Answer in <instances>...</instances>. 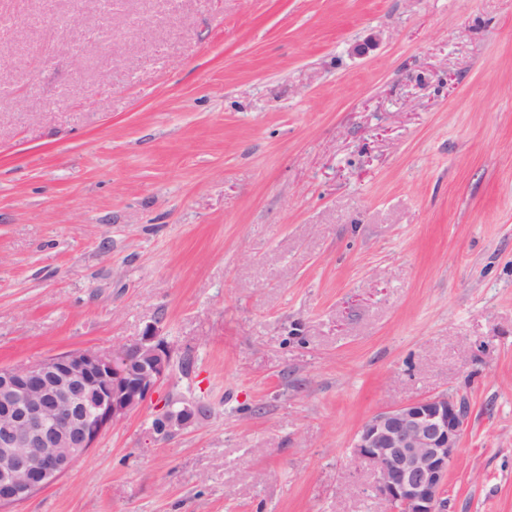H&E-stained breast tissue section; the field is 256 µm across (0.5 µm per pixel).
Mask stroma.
Here are the masks:
<instances>
[{
    "label": "stroma",
    "mask_w": 512,
    "mask_h": 512,
    "mask_svg": "<svg viewBox=\"0 0 512 512\" xmlns=\"http://www.w3.org/2000/svg\"><path fill=\"white\" fill-rule=\"evenodd\" d=\"M0 17V367L173 348L9 512H389L355 436L442 394L446 512H512V0H112L79 65L87 0ZM200 416L199 404L193 401H182L179 407L168 406L154 420L152 430L158 439H168L191 425Z\"/></svg>",
    "instance_id": "stroma-1"
}]
</instances>
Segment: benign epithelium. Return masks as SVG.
<instances>
[{
	"label": "benign epithelium",
	"instance_id": "benign-epithelium-1",
	"mask_svg": "<svg viewBox=\"0 0 512 512\" xmlns=\"http://www.w3.org/2000/svg\"><path fill=\"white\" fill-rule=\"evenodd\" d=\"M173 350L157 326L111 355L65 351L25 367L0 368V509L45 489L139 411L166 379ZM451 396L425 397L374 413L359 429L354 460L394 512H444L448 470L466 421ZM200 416L199 404L168 406L152 430L168 439Z\"/></svg>",
	"mask_w": 512,
	"mask_h": 512
}]
</instances>
